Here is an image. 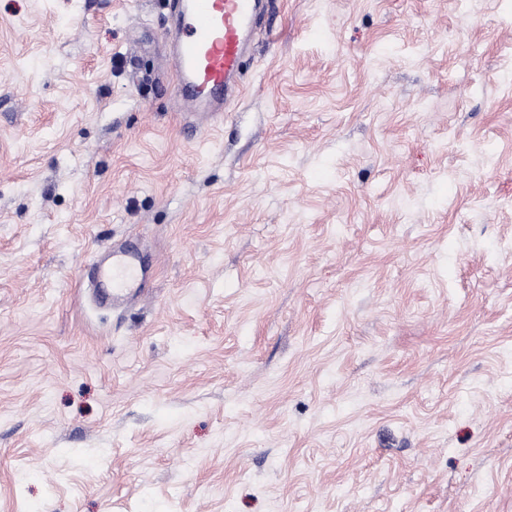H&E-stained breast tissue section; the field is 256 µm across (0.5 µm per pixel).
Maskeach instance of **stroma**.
Segmentation results:
<instances>
[{
	"mask_svg": "<svg viewBox=\"0 0 512 512\" xmlns=\"http://www.w3.org/2000/svg\"><path fill=\"white\" fill-rule=\"evenodd\" d=\"M163 13L0 0V512H512V0H268L201 133ZM92 267L96 269V287L103 299L119 303L142 288L144 270L138 253L131 248L114 249L106 266Z\"/></svg>",
	"mask_w": 512,
	"mask_h": 512,
	"instance_id": "1",
	"label": "stroma"
}]
</instances>
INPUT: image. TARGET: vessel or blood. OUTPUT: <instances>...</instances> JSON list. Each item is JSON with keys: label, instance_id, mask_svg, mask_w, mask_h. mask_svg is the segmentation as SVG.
<instances>
[{"label": "vessel or blood", "instance_id": "obj_1", "mask_svg": "<svg viewBox=\"0 0 512 512\" xmlns=\"http://www.w3.org/2000/svg\"><path fill=\"white\" fill-rule=\"evenodd\" d=\"M264 0H167L175 34L170 55L176 74L174 97L186 111L213 123L224 120V107L240 92L237 77L247 37ZM138 253L113 250L110 262L96 271L102 298L124 301L143 285Z\"/></svg>", "mask_w": 512, "mask_h": 512}]
</instances>
